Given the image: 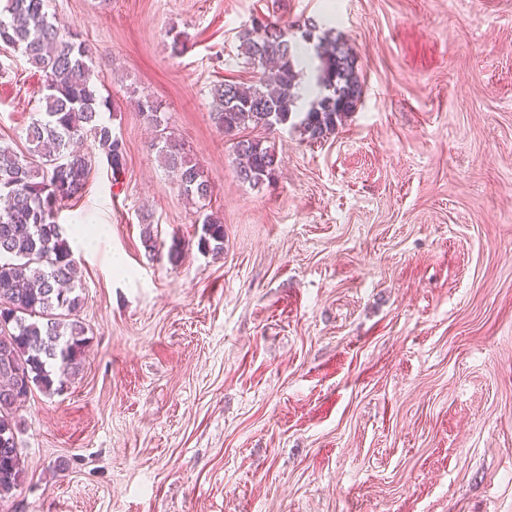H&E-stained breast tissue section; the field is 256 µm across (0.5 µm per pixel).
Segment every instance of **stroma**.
<instances>
[{
    "instance_id": "35a3bbf8",
    "label": "stroma",
    "mask_w": 512,
    "mask_h": 512,
    "mask_svg": "<svg viewBox=\"0 0 512 512\" xmlns=\"http://www.w3.org/2000/svg\"><path fill=\"white\" fill-rule=\"evenodd\" d=\"M46 11L97 50L125 170L95 152L59 215L103 230L72 248L89 342L78 375L27 402L26 477L0 512H512V0ZM309 17L347 40L362 98L318 142L252 130L282 164L240 182L212 90L254 80L239 50L254 19ZM43 84L0 50L14 150ZM145 96L213 185L220 255L197 249V207L152 148Z\"/></svg>"
}]
</instances>
